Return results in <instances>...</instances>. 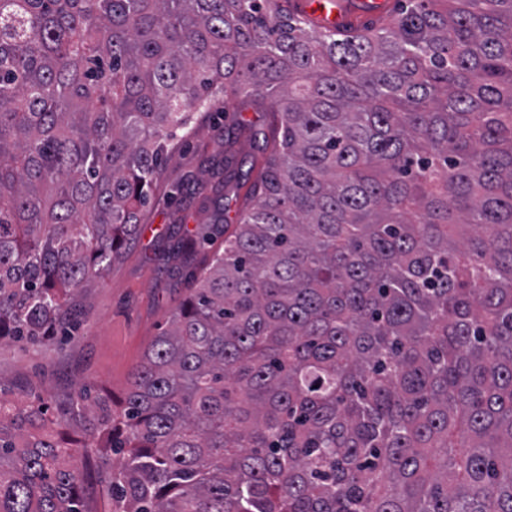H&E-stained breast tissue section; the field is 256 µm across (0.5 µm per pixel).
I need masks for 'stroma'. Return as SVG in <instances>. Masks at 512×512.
<instances>
[{"label": "stroma", "mask_w": 512, "mask_h": 512, "mask_svg": "<svg viewBox=\"0 0 512 512\" xmlns=\"http://www.w3.org/2000/svg\"><path fill=\"white\" fill-rule=\"evenodd\" d=\"M244 120L260 125L271 118L239 111L233 103L196 113L189 142L169 146L138 233L104 278L73 299L61 335L42 345L0 341V400L24 408L43 399L61 437L78 445L97 442V432L79 421L76 402L102 398L120 408L148 346L195 287L196 273L223 253L225 239L236 229L232 222L215 224L214 200L224 176L225 136ZM184 225L210 232L187 268L169 253ZM121 464L118 451L106 467L98 452L82 459L85 512H113L109 472Z\"/></svg>", "instance_id": "1"}]
</instances>
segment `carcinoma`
Wrapping results in <instances>:
<instances>
[{"mask_svg": "<svg viewBox=\"0 0 512 512\" xmlns=\"http://www.w3.org/2000/svg\"><path fill=\"white\" fill-rule=\"evenodd\" d=\"M396 4L0 0V340L55 336L195 113L275 126L246 171L227 135L237 230L93 417L118 512H512V0ZM45 415L0 401V512H83ZM360 3L361 4L357 10L350 11L347 9L346 4L343 5L344 8L341 9L336 2V8L331 9L329 16H328V12L326 10L316 11L313 14V16L317 17V20H319L321 22L328 17V20L330 22H335L336 24H345L347 22H352L356 13L365 12L366 14L374 15V13H376V14L379 13L383 7V3L380 1H373L371 3L366 1V2H360ZM373 7H376V8H373ZM379 15H374L373 17L366 16L364 18H361L359 23L368 24V23L374 22L378 19Z\"/></svg>", "mask_w": 512, "mask_h": 512, "instance_id": "carcinoma-1", "label": "carcinoma"}]
</instances>
